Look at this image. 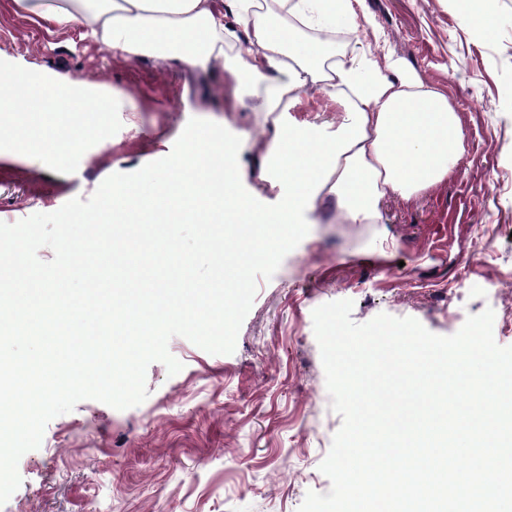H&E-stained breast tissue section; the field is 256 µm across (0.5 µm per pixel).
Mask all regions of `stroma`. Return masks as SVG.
<instances>
[{
	"label": "stroma",
	"mask_w": 512,
	"mask_h": 512,
	"mask_svg": "<svg viewBox=\"0 0 512 512\" xmlns=\"http://www.w3.org/2000/svg\"><path fill=\"white\" fill-rule=\"evenodd\" d=\"M364 7L367 23L339 30L346 55L378 44L382 63L443 91L461 119L447 180L388 200L377 224H340L319 205L309 234L271 279H258L233 353L172 337L182 370L151 363L138 406L83 400L52 419L20 458L21 484L0 512H297L308 491L328 493L319 466L342 418L330 408L312 317L328 302L352 300L358 323L412 317L440 336L490 308L496 343L512 346V0H497L482 41L454 0ZM1 70L105 95L112 110L61 164L38 153L1 159L0 222L88 199L110 175L166 157L193 117L241 138V192L256 208L278 205L277 190L253 174L258 101L246 88L225 91L220 73L202 82L154 59L127 61L82 28L16 15L10 0H0ZM169 231L192 279L211 281L200 225Z\"/></svg>",
	"instance_id": "stroma-1"
}]
</instances>
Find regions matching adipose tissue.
Returning a JSON list of instances; mask_svg holds the SVG:
<instances>
[{
    "label": "adipose tissue",
    "instance_id": "adipose-tissue-1",
    "mask_svg": "<svg viewBox=\"0 0 512 512\" xmlns=\"http://www.w3.org/2000/svg\"><path fill=\"white\" fill-rule=\"evenodd\" d=\"M16 13L84 26L97 42L129 60L144 57L192 72L221 70L225 84L251 86L260 111L272 118L262 142L259 177L280 190L277 209L257 210L239 190L233 141L199 130L188 139V155L171 163L162 182L144 192L112 189V221L123 225L125 249L137 260L175 244L157 225L203 223V244L216 266L244 254L286 245L300 212L336 202L347 224H376L380 205L411 200L445 181L460 152L463 129L440 91L415 77L387 74L377 52L366 47L350 57L336 55V26L358 29L353 0H12ZM336 104L341 120L323 133L314 123L290 120L291 107L310 90ZM25 110L23 127L0 126V138L21 155L35 148L29 131L47 130L40 144L57 158L81 143L82 126L56 135V115L92 119L111 111L104 97L89 100L68 86L34 82L22 72H0V112ZM245 273L203 288L178 286L127 311L105 309L104 322L125 319V355L153 340L163 322L219 323L224 310L243 302Z\"/></svg>",
    "mask_w": 512,
    "mask_h": 512
}]
</instances>
